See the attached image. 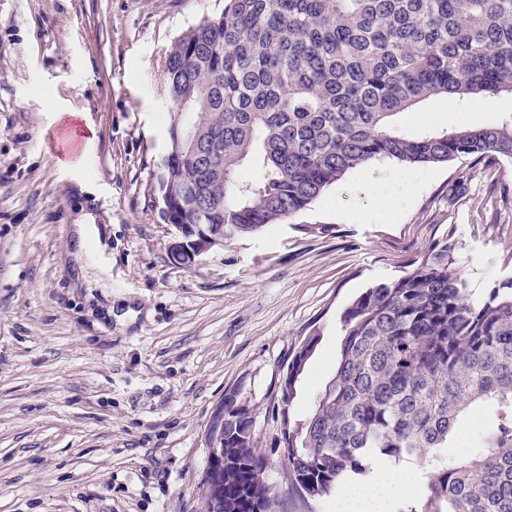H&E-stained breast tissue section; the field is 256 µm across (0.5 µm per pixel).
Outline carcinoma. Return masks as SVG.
Listing matches in <instances>:
<instances>
[{"label": "carcinoma", "instance_id": "obj_1", "mask_svg": "<svg viewBox=\"0 0 512 512\" xmlns=\"http://www.w3.org/2000/svg\"><path fill=\"white\" fill-rule=\"evenodd\" d=\"M168 150L159 219L221 239L280 224L373 160L512 158V115L407 132L398 116L447 96L512 95V0H224L163 62ZM335 372L304 422L283 429L289 489L338 483L430 452L420 512H512V282L472 298L448 246L360 294L341 316ZM288 365V407L314 347ZM493 422L479 449L448 457L469 416ZM253 416L224 398L208 435L203 512H274Z\"/></svg>", "mask_w": 512, "mask_h": 512}]
</instances>
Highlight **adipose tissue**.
Segmentation results:
<instances>
[{
	"instance_id": "adipose-tissue-1",
	"label": "adipose tissue",
	"mask_w": 512,
	"mask_h": 512,
	"mask_svg": "<svg viewBox=\"0 0 512 512\" xmlns=\"http://www.w3.org/2000/svg\"><path fill=\"white\" fill-rule=\"evenodd\" d=\"M418 460H404L397 468L370 469L363 476L348 480L341 497L348 512H396L406 496L405 487L396 480V472H419Z\"/></svg>"
}]
</instances>
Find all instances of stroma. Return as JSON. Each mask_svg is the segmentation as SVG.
Wrapping results in <instances>:
<instances>
[{
	"mask_svg": "<svg viewBox=\"0 0 512 512\" xmlns=\"http://www.w3.org/2000/svg\"><path fill=\"white\" fill-rule=\"evenodd\" d=\"M224 0H0V512H202L207 433L225 397L252 410L276 512L285 421L331 378L340 315L447 244L473 296L512 281V158L348 171L290 220L184 267L152 208L167 152L165 50ZM89 139L61 166L53 108ZM481 126L512 96H439L420 130ZM383 189L391 202L373 210ZM317 336L288 410V363Z\"/></svg>",
	"mask_w": 512,
	"mask_h": 512,
	"instance_id": "obj_1",
	"label": "stroma"
}]
</instances>
